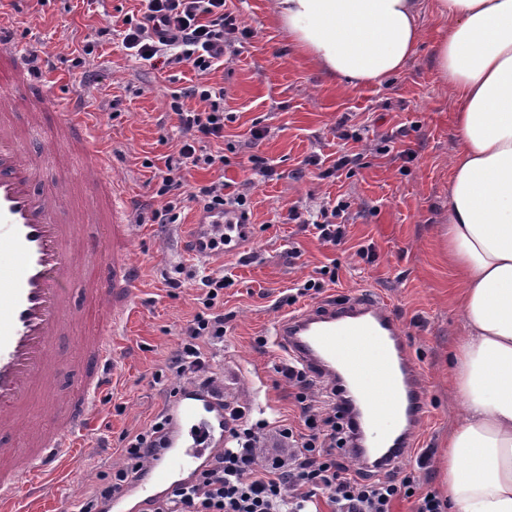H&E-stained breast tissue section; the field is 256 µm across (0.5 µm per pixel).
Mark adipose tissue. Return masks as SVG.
I'll list each match as a JSON object with an SVG mask.
<instances>
[{
    "instance_id": "adipose-tissue-1",
    "label": "adipose tissue",
    "mask_w": 512,
    "mask_h": 512,
    "mask_svg": "<svg viewBox=\"0 0 512 512\" xmlns=\"http://www.w3.org/2000/svg\"><path fill=\"white\" fill-rule=\"evenodd\" d=\"M437 76L458 135L440 240L463 289L448 367L464 417L439 462L450 512H512V0H436ZM288 42L353 87L400 73L421 0H272Z\"/></svg>"
}]
</instances>
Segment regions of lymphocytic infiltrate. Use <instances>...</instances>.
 Instances as JSON below:
<instances>
[{"instance_id": "lymphocytic-infiltrate-1", "label": "lymphocytic infiltrate", "mask_w": 512, "mask_h": 512, "mask_svg": "<svg viewBox=\"0 0 512 512\" xmlns=\"http://www.w3.org/2000/svg\"><path fill=\"white\" fill-rule=\"evenodd\" d=\"M136 14L122 19L121 44L132 55L151 66L191 65L198 81L172 93L169 109L178 120L179 159L167 165L156 190L165 200L152 218L161 224L175 223V210L183 195L182 172L187 168H224L229 163L219 144L230 115L224 110V90L210 85L209 75L223 67L224 56L250 32L225 0H140ZM198 100L197 109L185 106L186 99ZM232 279L213 270L199 279L201 308L180 330V338L170 351L165 366L176 375L222 395L221 381L210 369L206 345L222 342L224 290ZM279 371L295 390L301 410V427L282 424L281 440L287 457L262 452L270 423L253 418L244 405L228 409L229 442L211 460L194 482L173 489L157 501L150 512H306L317 493L327 496L332 512H393L402 498H415V512H445L437 493L416 495L408 477L398 470L385 477L368 479L351 474L339 456L353 428L345 427L336 388L316 387L307 370L291 361H282ZM166 419L157 417L148 428L122 436L124 463L104 475L78 512H103L113 494L142 475L164 438Z\"/></svg>"}]
</instances>
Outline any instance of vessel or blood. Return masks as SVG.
<instances>
[{
  "label": "vessel or blood",
  "instance_id": "b4317fda",
  "mask_svg": "<svg viewBox=\"0 0 512 512\" xmlns=\"http://www.w3.org/2000/svg\"><path fill=\"white\" fill-rule=\"evenodd\" d=\"M12 56L17 83L41 74L40 58L27 47L0 38V52ZM13 93L0 95V512H23L35 489L92 427L101 396L120 359L112 344L122 335L138 281L126 259L133 222L117 181L104 176L108 158L84 113H63L59 133L77 135L83 162L71 165L70 179L85 188L74 202L45 185V171L58 154V135L41 117L18 120ZM38 138L45 153L26 155L24 142ZM107 224L112 251L101 254L83 230ZM253 235L239 212L226 211L218 223L193 225L192 255L212 259L234 254ZM108 265L105 277L96 269ZM88 276L97 319L79 344L84 364L77 389L59 399L51 372L57 339L77 316L69 290ZM274 344L287 356L336 381L345 408L360 409L357 446L349 457L378 472L405 458L423 421L419 372L410 363L399 325L377 299L326 303L275 323ZM165 439L146 465L150 476L115 495L111 512H147L174 488L187 484L224 448L228 435L223 399L192 382L184 383L166 406Z\"/></svg>",
  "mask_w": 512,
  "mask_h": 512
}]
</instances>
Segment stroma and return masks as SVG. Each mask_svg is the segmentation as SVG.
Returning <instances> with one entry per match:
<instances>
[{"label": "stroma", "mask_w": 512, "mask_h": 512, "mask_svg": "<svg viewBox=\"0 0 512 512\" xmlns=\"http://www.w3.org/2000/svg\"><path fill=\"white\" fill-rule=\"evenodd\" d=\"M424 39L400 73L368 88L341 86L323 75L288 44L287 34L270 12V0H226L251 32L238 55L213 72L210 84L224 90V109L234 114L224 128V170L192 169L184 176V193L223 180L227 193L245 192L255 226L243 253L202 261L188 248L189 225L200 210L188 203L173 224H157L146 205L176 156L177 119L167 111L173 91L197 80L189 65L156 69L131 56L113 30L114 17L132 13L138 0H18L4 7L0 26L14 41L38 52L49 77L28 85L24 93L40 102L47 125L62 110H84L110 159L108 176L126 186L131 208L142 211L127 250L141 291L123 335L113 342L122 366L106 389L90 434L74 457L64 461L50 482L39 512H72L89 497L103 473L121 466L123 432L145 428L162 413L180 381L165 372L164 362L185 320L199 309L196 281L168 287L178 266L224 269L235 280L224 291L226 323L224 399L248 403L267 418L298 423L294 390L277 372L284 354L261 347L272 324L325 302L341 303L368 296L383 299L393 311L411 359L420 367L426 413L416 434L418 448L442 450L463 415L451 395L448 354L462 333L457 302L461 285L448 266L438 235L448 214L450 157L455 147L453 103L440 84L434 50L448 25L437 15L435 0H424ZM91 47L87 56L99 83L87 88L70 62L72 54ZM116 101L115 111L104 104ZM267 130L251 139L254 124ZM415 150L412 161L399 158L404 145ZM360 154L352 171L325 178L340 149ZM268 159L272 179L246 184L241 165L250 155ZM343 201L340 220L347 242L335 247L318 239L314 229L289 221L288 209L316 210ZM300 258H289L291 248ZM368 257H361V250ZM335 269L336 282L321 293L287 298L295 283L324 280ZM72 298L79 318L57 341L61 367L53 381L59 396L70 394L81 366L76 346L93 327L83 285Z\"/></svg>", "instance_id": "1"}]
</instances>
